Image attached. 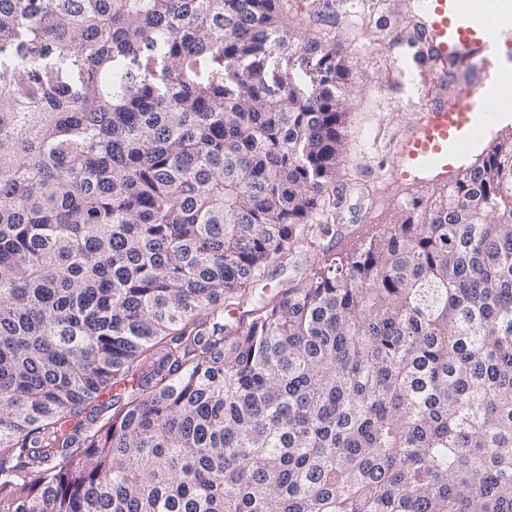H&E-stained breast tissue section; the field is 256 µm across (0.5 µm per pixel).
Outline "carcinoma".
Wrapping results in <instances>:
<instances>
[{"label":"carcinoma","instance_id":"cac0c4a2","mask_svg":"<svg viewBox=\"0 0 512 512\" xmlns=\"http://www.w3.org/2000/svg\"><path fill=\"white\" fill-rule=\"evenodd\" d=\"M348 80L288 0H0V512H512V137L240 310Z\"/></svg>","mask_w":512,"mask_h":512}]
</instances>
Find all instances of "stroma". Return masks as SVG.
<instances>
[{
    "mask_svg": "<svg viewBox=\"0 0 512 512\" xmlns=\"http://www.w3.org/2000/svg\"><path fill=\"white\" fill-rule=\"evenodd\" d=\"M290 3V35L330 41L351 70L346 152L336 173L343 220L318 236L317 252L301 249L293 262L267 267L251 287L256 294L306 279L316 256L339 258L350 253L394 224L413 199L427 198L461 170L460 164H449L444 179L404 174V138L418 127L439 94L454 95L458 81L471 76L459 64L423 66L425 15L417 0H330L322 16L316 0Z\"/></svg>",
    "mask_w": 512,
    "mask_h": 512,
    "instance_id": "obj_1",
    "label": "stroma"
}]
</instances>
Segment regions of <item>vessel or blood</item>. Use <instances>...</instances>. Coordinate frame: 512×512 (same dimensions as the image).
<instances>
[{"label": "vessel or blood", "instance_id": "1", "mask_svg": "<svg viewBox=\"0 0 512 512\" xmlns=\"http://www.w3.org/2000/svg\"><path fill=\"white\" fill-rule=\"evenodd\" d=\"M427 18L426 64L447 62L460 51L476 55L482 78L460 86L451 101L432 106L417 135L407 142L408 155L416 173H448L449 148L461 147L466 137L478 135L480 119L501 110L499 98L489 95L487 85L512 87V53L491 54L489 47L502 30L512 32V13L500 14L494 0H423Z\"/></svg>", "mask_w": 512, "mask_h": 512}]
</instances>
